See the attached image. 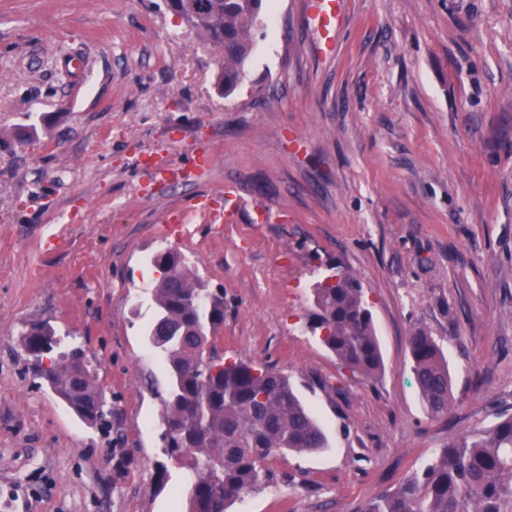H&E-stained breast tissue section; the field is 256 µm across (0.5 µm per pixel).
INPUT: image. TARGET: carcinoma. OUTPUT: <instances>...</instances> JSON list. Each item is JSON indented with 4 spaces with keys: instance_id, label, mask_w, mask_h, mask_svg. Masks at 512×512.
<instances>
[{
    "instance_id": "cac0c4a2",
    "label": "carcinoma",
    "mask_w": 512,
    "mask_h": 512,
    "mask_svg": "<svg viewBox=\"0 0 512 512\" xmlns=\"http://www.w3.org/2000/svg\"><path fill=\"white\" fill-rule=\"evenodd\" d=\"M182 18L224 49L216 87L230 96L241 83L263 26V0H197ZM162 277L154 291L156 318L147 334L164 359L169 382L162 439L170 457L194 453L203 465L187 490L189 512H226L266 481L263 463L277 453L328 447L326 432L295 392L289 377L271 365L216 362L211 337L224 323V296L210 292L176 251L153 259ZM309 328L354 374L374 377L383 357L363 288L336 272L313 289ZM55 333L34 325L23 337L38 361L53 348ZM410 367L429 414H448L452 377L443 348L423 330L409 336ZM55 394L84 422L106 416L105 392L95 383L82 351L63 354L45 372ZM358 512H512V415L463 433L391 492L364 502Z\"/></svg>"
}]
</instances>
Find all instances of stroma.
Wrapping results in <instances>:
<instances>
[{"label": "stroma", "instance_id": "35a3bbf8", "mask_svg": "<svg viewBox=\"0 0 512 512\" xmlns=\"http://www.w3.org/2000/svg\"><path fill=\"white\" fill-rule=\"evenodd\" d=\"M306 3L265 0L226 97L223 49L164 0H0V512H184L195 458L162 448L146 342L167 249L223 293L219 353L290 376L330 442L270 458L227 512H356L512 412V0H343L329 54ZM336 269L368 300L377 379L309 330ZM41 323L84 351L109 427L49 388L22 345ZM417 329L448 360L442 418ZM410 367L420 397L429 414H448L452 402V377L443 348L424 330L409 336Z\"/></svg>", "mask_w": 512, "mask_h": 512}]
</instances>
